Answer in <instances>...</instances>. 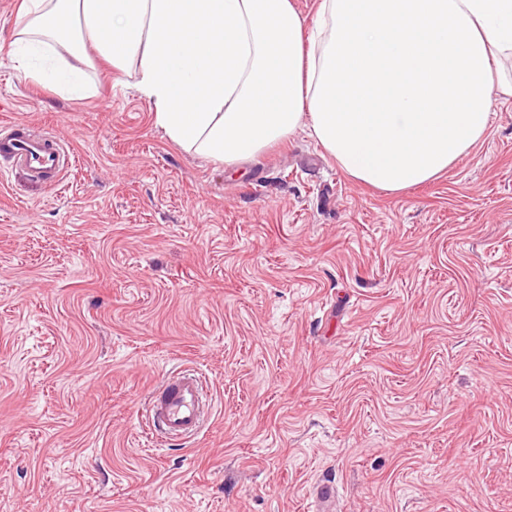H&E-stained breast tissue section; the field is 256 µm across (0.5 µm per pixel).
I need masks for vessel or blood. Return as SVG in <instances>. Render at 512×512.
Segmentation results:
<instances>
[{
	"label": "vessel or blood",
	"instance_id": "obj_1",
	"mask_svg": "<svg viewBox=\"0 0 512 512\" xmlns=\"http://www.w3.org/2000/svg\"><path fill=\"white\" fill-rule=\"evenodd\" d=\"M69 165V155L50 133L15 122L0 126V176L18 168L33 182L55 183ZM203 389L204 380L194 371L165 377L147 397L154 430L167 438L198 435L208 410Z\"/></svg>",
	"mask_w": 512,
	"mask_h": 512
}]
</instances>
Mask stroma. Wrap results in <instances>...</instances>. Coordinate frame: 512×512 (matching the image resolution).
I'll list each match as a JSON object with an SVG mask.
<instances>
[{"label": "stroma", "instance_id": "obj_1", "mask_svg": "<svg viewBox=\"0 0 512 512\" xmlns=\"http://www.w3.org/2000/svg\"><path fill=\"white\" fill-rule=\"evenodd\" d=\"M0 121L59 183L0 180V512H512V98L434 180L389 193L307 130L226 168L172 143L133 77L81 93L12 52ZM180 367L213 413L156 439ZM70 159L49 132L16 122L0 127L1 178L15 167L24 170L33 182L56 183L69 168Z\"/></svg>", "mask_w": 512, "mask_h": 512}]
</instances>
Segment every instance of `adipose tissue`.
<instances>
[{"instance_id":"1","label":"adipose tissue","mask_w":512,"mask_h":512,"mask_svg":"<svg viewBox=\"0 0 512 512\" xmlns=\"http://www.w3.org/2000/svg\"><path fill=\"white\" fill-rule=\"evenodd\" d=\"M14 54L93 58L135 77L174 144L232 166L300 129L355 180L401 192L487 135L494 61L512 55V0H22Z\"/></svg>"}]
</instances>
